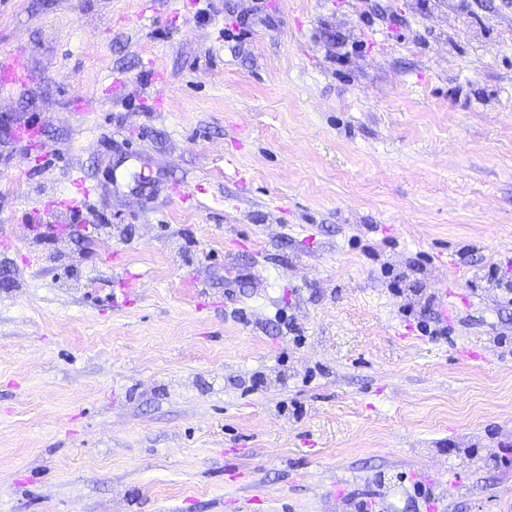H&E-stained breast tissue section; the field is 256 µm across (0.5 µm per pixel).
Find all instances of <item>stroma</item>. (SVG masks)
I'll return each mask as SVG.
<instances>
[{"label":"stroma","instance_id":"stroma-1","mask_svg":"<svg viewBox=\"0 0 512 512\" xmlns=\"http://www.w3.org/2000/svg\"><path fill=\"white\" fill-rule=\"evenodd\" d=\"M145 1L0 0V512H512V0Z\"/></svg>","mask_w":512,"mask_h":512}]
</instances>
